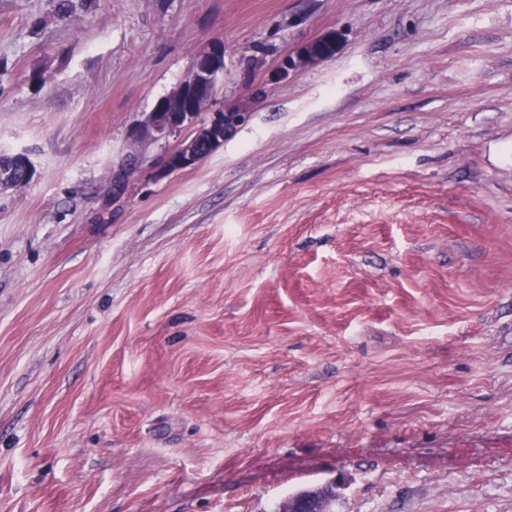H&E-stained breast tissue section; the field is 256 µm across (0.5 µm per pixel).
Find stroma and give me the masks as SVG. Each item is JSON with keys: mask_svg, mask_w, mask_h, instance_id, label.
Here are the masks:
<instances>
[{"mask_svg": "<svg viewBox=\"0 0 512 512\" xmlns=\"http://www.w3.org/2000/svg\"><path fill=\"white\" fill-rule=\"evenodd\" d=\"M0 152V512H512V0H0ZM337 37L335 32H328L318 39L302 46L295 58L288 57L281 66L279 72L288 74L293 67H309L316 65L331 56L336 51ZM223 73L224 45L214 43L198 54L187 77L161 97L132 129L130 138L136 144L145 138L159 140L195 127L191 136L166 153L157 169L159 177L195 167L249 122L250 113L226 110L208 123L197 124L201 112L212 106ZM334 498L333 487L329 483L316 485L313 488L293 495L281 503L278 512H330V504Z\"/></svg>", "mask_w": 512, "mask_h": 512, "instance_id": "stroma-1", "label": "stroma"}]
</instances>
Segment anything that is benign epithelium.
Instances as JSON below:
<instances>
[{
  "label": "benign epithelium",
  "mask_w": 512,
  "mask_h": 512,
  "mask_svg": "<svg viewBox=\"0 0 512 512\" xmlns=\"http://www.w3.org/2000/svg\"><path fill=\"white\" fill-rule=\"evenodd\" d=\"M336 47V33L328 32L302 46L295 57L286 58L280 73L286 74L297 66L316 65L330 57ZM223 73L224 45L214 43L198 54L187 77L161 97L152 111L146 113L132 129L130 138L136 144L145 138L159 140L185 128H195L191 136L166 153L157 169L158 176L163 177L195 167L204 158L222 148L226 141L249 122L250 113L226 110L207 123L197 124L198 116L212 106ZM333 498L331 484L316 485L284 500L278 512H330Z\"/></svg>",
  "instance_id": "benign-epithelium-1"
}]
</instances>
